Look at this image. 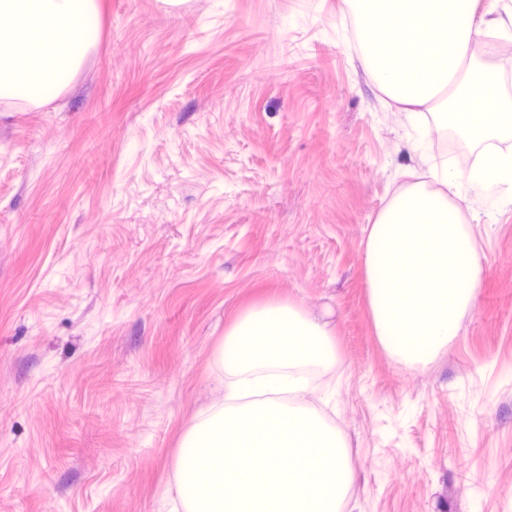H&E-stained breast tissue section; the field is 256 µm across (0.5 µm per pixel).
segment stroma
<instances>
[{"mask_svg": "<svg viewBox=\"0 0 512 512\" xmlns=\"http://www.w3.org/2000/svg\"><path fill=\"white\" fill-rule=\"evenodd\" d=\"M48 102L0 103V512H170L180 440L248 308L329 313L315 399L343 512H512V181L457 193L484 259L423 368L373 327L367 227L485 144L423 138L344 0H95Z\"/></svg>", "mask_w": 512, "mask_h": 512, "instance_id": "35a3bbf8", "label": "stroma"}]
</instances>
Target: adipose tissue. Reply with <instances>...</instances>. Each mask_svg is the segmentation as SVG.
<instances>
[{
  "instance_id": "adipose-tissue-1",
  "label": "adipose tissue",
  "mask_w": 512,
  "mask_h": 512,
  "mask_svg": "<svg viewBox=\"0 0 512 512\" xmlns=\"http://www.w3.org/2000/svg\"><path fill=\"white\" fill-rule=\"evenodd\" d=\"M0 100H43L71 81L98 31L94 0H0Z\"/></svg>"
}]
</instances>
